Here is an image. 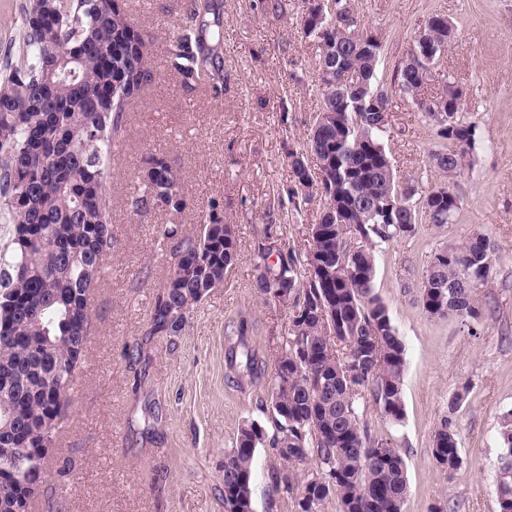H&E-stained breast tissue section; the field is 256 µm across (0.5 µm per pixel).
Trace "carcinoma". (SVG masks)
Wrapping results in <instances>:
<instances>
[{
    "instance_id": "cac0c4a2",
    "label": "carcinoma",
    "mask_w": 512,
    "mask_h": 512,
    "mask_svg": "<svg viewBox=\"0 0 512 512\" xmlns=\"http://www.w3.org/2000/svg\"><path fill=\"white\" fill-rule=\"evenodd\" d=\"M339 16L319 24L303 19L302 33L317 49L333 54L328 67L356 78L337 87L319 85L311 151L323 180L313 182L300 160L295 179H306L333 196L335 209L322 210L311 238L321 270L310 275V259L261 246L262 271L256 289L267 299L288 294L291 328L275 360L270 408L276 430L247 421L224 453V512H251L256 449L276 450L283 467L273 477L276 491L296 512H324L336 500L339 512H403L409 493L399 449L371 435L361 404L372 397L394 423L404 418L402 381L405 349L386 308L374 293L376 241L411 235L416 224H448L459 197H421L422 210L404 189L402 205L384 213L380 199L396 182L383 137L388 124L353 123L352 112L384 90L377 76L382 46L343 4ZM213 0H194L192 24L169 49L172 67L217 87L222 74L213 64L204 25ZM438 44L449 43L453 27L440 15L429 18ZM26 64L0 82V201L13 224L9 256H0V512H14L46 481L37 465L42 427H64L76 371L91 322L90 293L112 248V152L126 132L129 104L153 81L152 36L134 26L120 0H39L25 16ZM426 78L409 62L393 82L410 93ZM448 102L444 131L448 144L434 166L448 178L461 174L474 138L472 125ZM130 209L139 218L162 208L180 214L189 206L172 190L173 168L160 153H147ZM175 241L173 263L152 316L151 334L177 330L186 314L239 257L234 225L224 223L218 200L194 237L165 232ZM492 249L481 234L440 249L417 288L433 318L480 322L482 308L471 288L493 275ZM244 319L226 337L232 369L251 374L258 356L249 346ZM496 484L498 512H512V419L500 432ZM432 454L452 472L461 463L458 434L446 418L437 429Z\"/></svg>"
}]
</instances>
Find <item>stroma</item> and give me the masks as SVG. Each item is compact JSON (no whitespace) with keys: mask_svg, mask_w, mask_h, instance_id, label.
<instances>
[{"mask_svg":"<svg viewBox=\"0 0 512 512\" xmlns=\"http://www.w3.org/2000/svg\"><path fill=\"white\" fill-rule=\"evenodd\" d=\"M135 25L152 34V83L127 114L114 151L112 249L91 296L92 333L76 373L68 421L47 455L46 484L28 512H224V452L239 426L274 430L273 363L290 310L255 288L258 245L305 256L323 203L306 196L291 162L310 172L320 110L316 49L301 31L307 0H220L218 88L170 68L168 50L190 0H123ZM360 28L382 42L390 125L384 145L397 181L419 193L449 183L460 199L451 223L419 224L413 235L376 250L375 292L405 347V417L392 423L374 401L363 420L372 435L401 449L410 492L404 512H497L499 431L512 409V0H351ZM31 0H0V76L25 64L24 16ZM448 19L454 41L421 89L431 97L454 84L475 145L461 175L433 165L443 142L411 95L390 84L427 20ZM164 154L191 206L158 209L139 221L128 206L145 152ZM224 205L240 257L222 286L188 314L178 331L151 334V318L172 262L164 231L195 235L208 203ZM494 247V274L479 289L480 322L430 317L417 285L434 253L470 235ZM246 319L261 359L257 375L228 369L224 332ZM458 408L450 402L458 391ZM455 424L463 462L446 474L432 455L443 419ZM279 461L257 448L254 512H294L271 478Z\"/></svg>","mask_w":512,"mask_h":512,"instance_id":"35a3bbf8","label":"stroma"}]
</instances>
